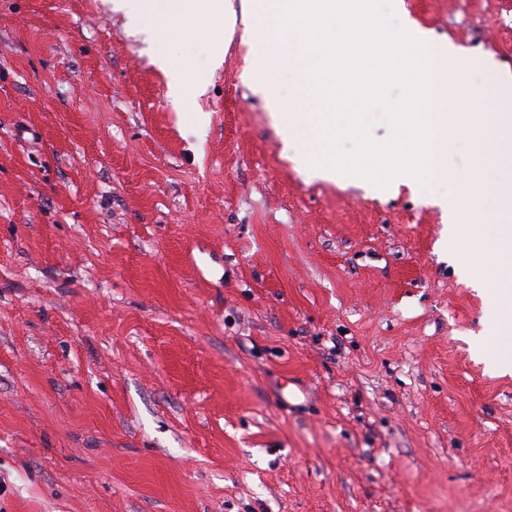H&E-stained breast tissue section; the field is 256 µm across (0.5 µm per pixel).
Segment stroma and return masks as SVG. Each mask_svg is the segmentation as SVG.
Wrapping results in <instances>:
<instances>
[{
    "instance_id": "35a3bbf8",
    "label": "stroma",
    "mask_w": 512,
    "mask_h": 512,
    "mask_svg": "<svg viewBox=\"0 0 512 512\" xmlns=\"http://www.w3.org/2000/svg\"><path fill=\"white\" fill-rule=\"evenodd\" d=\"M232 2L227 39L0 0V512H512L498 306L439 204L469 134L429 191L323 177L251 83L279 29ZM403 3L512 70V0Z\"/></svg>"
}]
</instances>
